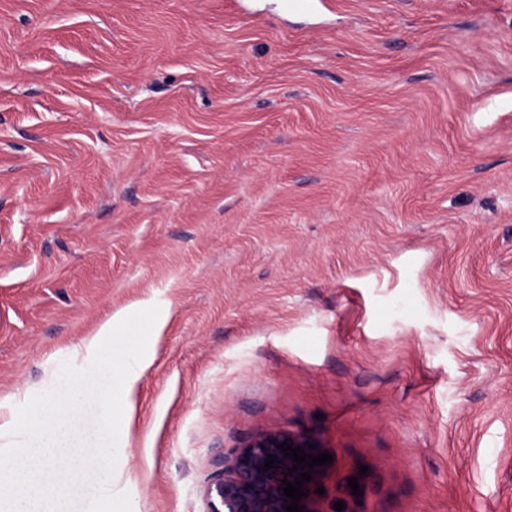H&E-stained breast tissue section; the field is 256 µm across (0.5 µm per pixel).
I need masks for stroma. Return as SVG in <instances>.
Segmentation results:
<instances>
[{
  "label": "stroma",
  "instance_id": "35a3bbf8",
  "mask_svg": "<svg viewBox=\"0 0 512 512\" xmlns=\"http://www.w3.org/2000/svg\"><path fill=\"white\" fill-rule=\"evenodd\" d=\"M281 4L0 0V448L156 304L132 512L259 434L310 512H512V0ZM129 320L128 314L113 316L109 321L104 323L98 331L88 340V347L96 349L109 336H115L119 328L123 327Z\"/></svg>",
  "mask_w": 512,
  "mask_h": 512
}]
</instances>
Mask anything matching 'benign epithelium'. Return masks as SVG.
<instances>
[{"mask_svg": "<svg viewBox=\"0 0 512 512\" xmlns=\"http://www.w3.org/2000/svg\"><path fill=\"white\" fill-rule=\"evenodd\" d=\"M288 442L314 454L316 450L298 438L277 434H260L242 448L224 457V469L204 490L206 512H287L291 499L283 494L282 480L294 458L284 457L277 445ZM276 457V466L264 469L267 456Z\"/></svg>", "mask_w": 512, "mask_h": 512, "instance_id": "benign-epithelium-1", "label": "benign epithelium"}]
</instances>
